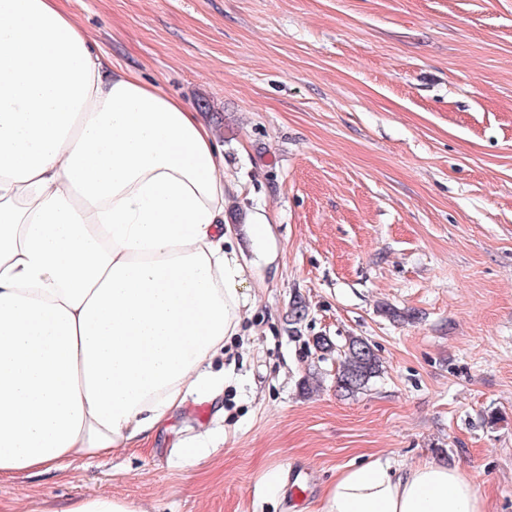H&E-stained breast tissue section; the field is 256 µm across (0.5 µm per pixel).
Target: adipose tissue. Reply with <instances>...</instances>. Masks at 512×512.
I'll use <instances>...</instances> for the list:
<instances>
[{
	"label": "adipose tissue",
	"mask_w": 512,
	"mask_h": 512,
	"mask_svg": "<svg viewBox=\"0 0 512 512\" xmlns=\"http://www.w3.org/2000/svg\"><path fill=\"white\" fill-rule=\"evenodd\" d=\"M60 0H0V479L147 436L238 335L222 146ZM320 512H483L460 469L343 468Z\"/></svg>",
	"instance_id": "adipose-tissue-1"
}]
</instances>
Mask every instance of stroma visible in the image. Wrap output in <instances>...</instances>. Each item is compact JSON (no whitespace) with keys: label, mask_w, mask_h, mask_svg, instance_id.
<instances>
[{"label":"stroma","mask_w":512,"mask_h":512,"mask_svg":"<svg viewBox=\"0 0 512 512\" xmlns=\"http://www.w3.org/2000/svg\"><path fill=\"white\" fill-rule=\"evenodd\" d=\"M62 5L223 143L247 304L215 399L1 481L0 512L103 491L143 512H317L342 468L377 459L461 467L484 512H512V0ZM353 336L382 372L344 396Z\"/></svg>","instance_id":"stroma-1"}]
</instances>
